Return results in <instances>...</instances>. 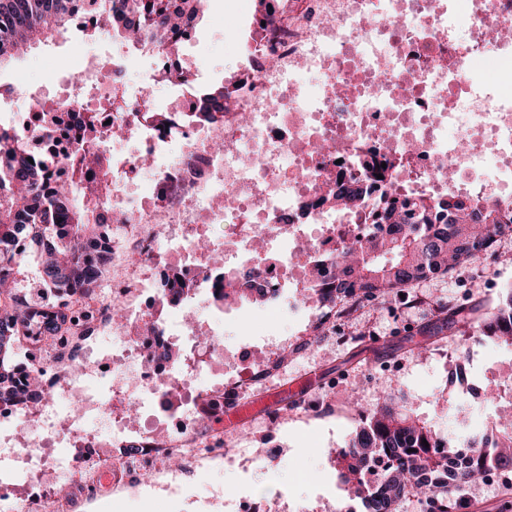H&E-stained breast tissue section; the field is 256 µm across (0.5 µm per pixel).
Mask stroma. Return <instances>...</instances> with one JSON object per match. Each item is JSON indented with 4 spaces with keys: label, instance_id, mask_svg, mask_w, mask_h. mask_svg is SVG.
<instances>
[{
    "label": "stroma",
    "instance_id": "35a3bbf8",
    "mask_svg": "<svg viewBox=\"0 0 512 512\" xmlns=\"http://www.w3.org/2000/svg\"><path fill=\"white\" fill-rule=\"evenodd\" d=\"M256 0H208L197 28L194 54L200 71L213 86L232 84L239 76L237 60ZM110 69L112 45L75 30L34 45L20 59L0 68V83L23 88V95L0 102L1 112L27 107L31 100L56 98L89 64ZM512 285V262L491 263L461 278H437L411 289L418 307L409 310L420 319L436 306L457 302L459 286H466V302L491 303L499 287ZM313 317L308 310L293 312L287 304L234 305L224 322V354L250 345L255 358L271 350L289 349L306 336ZM397 316L392 304L366 307L354 313L340 335L326 336L313 347L294 355L284 371L271 374L249 389V400H273L284 385L303 381L316 373L343 380L334 392L315 386L306 407L275 414L261 409L234 429L214 428L212 437L231 439L218 464L206 468L197 460L182 461L174 472L162 473L154 482L130 479L124 488L94 504H78L76 512H234L238 497L267 504L272 512H336L348 499V486L336 463L335 450L359 424L361 408L377 402L380 389L404 398L408 412L443 437L458 440L470 435L488 436L500 416L499 401L472 400V386L489 388L502 366L512 362V346L492 341L473 343L467 328L449 330L423 352L402 347L396 354L398 374L379 377L361 363H347L356 335L372 332L388 337Z\"/></svg>",
    "mask_w": 512,
    "mask_h": 512
}]
</instances>
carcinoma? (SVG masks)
<instances>
[{
  "mask_svg": "<svg viewBox=\"0 0 512 512\" xmlns=\"http://www.w3.org/2000/svg\"><path fill=\"white\" fill-rule=\"evenodd\" d=\"M99 18L114 35L133 44L134 34L150 29L162 44L186 21L197 25L204 0H95ZM75 0H0V65L20 56L19 49L54 38L72 27ZM224 87L212 89L200 99L216 119L224 109ZM65 123L59 112H42L38 131L47 139ZM95 118L84 125V135L74 139L70 156L63 159L50 150L28 161L27 145L0 133V260L26 269L27 274L51 289L48 302L33 301L29 285L13 278L0 279V401L36 406L42 400L36 374L27 382L15 380L16 358L22 329L37 336H54L76 330L95 319L101 282L112 256V225L101 222L108 199L93 198L74 180L50 182L54 171L68 164L75 169L111 170L101 151V141L90 136ZM363 189L356 179L338 180L330 191L337 202L358 197ZM368 231L343 246L332 259L336 273L325 282L310 277L304 300L345 303L364 307L385 304L399 291L416 288L430 278L445 277L463 269L495 262L503 251L492 248L512 240V210L489 197L463 198L456 194L433 200L424 193H403L395 183L368 204ZM35 245L15 258L9 244L24 233ZM251 296L266 303L259 282V268L244 273ZM472 329L478 342L488 338L512 346V288L502 289L496 302L475 307L440 306L433 309L415 335L423 340L415 347L443 336L458 323ZM371 353L379 362L396 354L385 342L366 346L344 363ZM497 440L485 448L471 443L470 456L461 459L453 443L441 445L438 436L420 424L396 398L387 396L361 416V425L344 446L336 449V461L363 512H400L413 497L426 505L424 512H465L467 500L458 492L486 468L512 469V423H493ZM386 457L390 464L376 486L362 479L371 463ZM454 494L448 499V494Z\"/></svg>",
  "mask_w": 512,
  "mask_h": 512,
  "instance_id": "carcinoma-1",
  "label": "carcinoma"
}]
</instances>
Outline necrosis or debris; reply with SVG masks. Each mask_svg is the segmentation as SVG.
Returning <instances> with one entry per match:
<instances>
[{"label":"necrosis or debris","instance_id":"obj_1","mask_svg":"<svg viewBox=\"0 0 512 512\" xmlns=\"http://www.w3.org/2000/svg\"><path fill=\"white\" fill-rule=\"evenodd\" d=\"M509 30L512 0H273L242 61L261 77L235 83L217 122L201 112L199 90L177 80L195 66V29L183 28L166 48L139 33L137 51L152 66L141 89L111 86L105 116L124 129L112 141V177L84 176L91 188L109 186L110 294L125 319L110 329L83 324L51 347L23 340L19 360L39 372L49 398L35 426L22 407L0 403V448L13 470L0 475L6 512H70L60 486L92 500L130 477H154L171 457L220 456L196 448L202 418L283 361L275 353L254 364L241 353L225 383L202 384L224 346L198 316L206 305L198 293L244 258L261 264L271 302L302 291L304 277L289 273L295 253L324 258L365 229L361 216L337 215L325 202L336 180L359 174L372 194L382 180L411 178L430 196L482 190L512 206ZM491 50L501 56L498 88L471 76L473 58ZM161 82L172 90L162 117L146 95ZM217 132L218 155L208 148ZM440 159L449 174H436ZM220 223L223 238L197 249ZM259 242L276 261L260 262ZM135 268L144 273L137 288ZM177 279L198 290L172 320L159 308ZM88 376L111 381L110 401L88 392ZM145 403L161 430L128 446L125 411ZM64 446L75 450L66 461Z\"/></svg>","mask_w":512,"mask_h":512}]
</instances>
